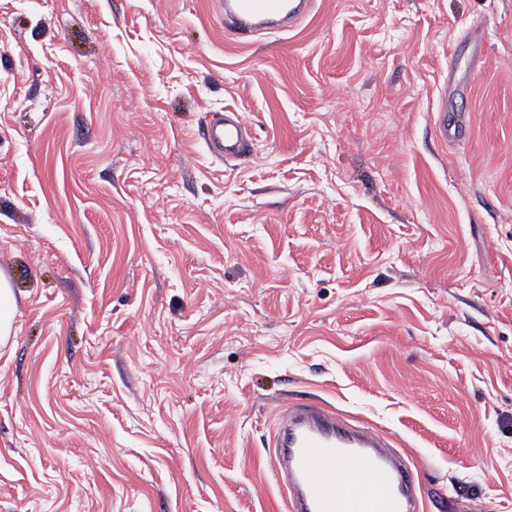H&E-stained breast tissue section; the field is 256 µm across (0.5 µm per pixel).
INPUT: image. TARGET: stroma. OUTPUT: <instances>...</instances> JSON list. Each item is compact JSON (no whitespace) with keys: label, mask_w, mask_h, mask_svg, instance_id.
Returning a JSON list of instances; mask_svg holds the SVG:
<instances>
[{"label":"stroma","mask_w":512,"mask_h":512,"mask_svg":"<svg viewBox=\"0 0 512 512\" xmlns=\"http://www.w3.org/2000/svg\"><path fill=\"white\" fill-rule=\"evenodd\" d=\"M208 2L0 0V512H289L298 403L426 512H512V0H316L246 45ZM248 136V124L239 112L214 113L202 131L208 150L224 161L249 153ZM16 297L9 280L0 273V345H5L13 335Z\"/></svg>","instance_id":"1"}]
</instances>
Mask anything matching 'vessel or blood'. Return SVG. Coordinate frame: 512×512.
I'll return each instance as SVG.
<instances>
[{
	"mask_svg": "<svg viewBox=\"0 0 512 512\" xmlns=\"http://www.w3.org/2000/svg\"><path fill=\"white\" fill-rule=\"evenodd\" d=\"M210 8L227 32L245 40L295 27L314 0H210ZM202 139L224 161L249 151L248 124L237 112L213 114ZM273 457L290 512H416L412 469L374 428L353 426L332 409L306 404L281 413Z\"/></svg>",
	"mask_w": 512,
	"mask_h": 512,
	"instance_id": "obj_1",
	"label": "vessel or blood"
}]
</instances>
